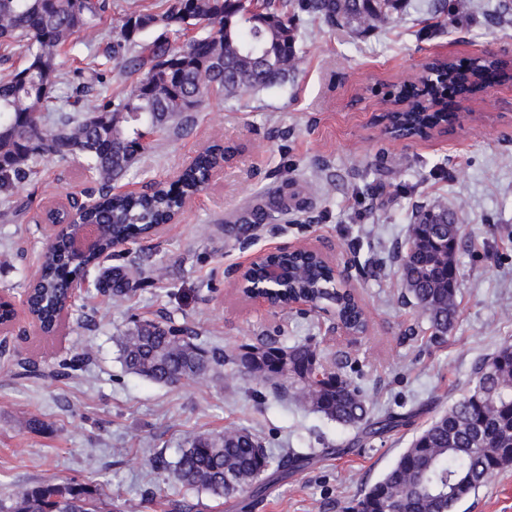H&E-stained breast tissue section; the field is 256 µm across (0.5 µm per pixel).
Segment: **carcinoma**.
<instances>
[{
	"label": "carcinoma",
	"mask_w": 512,
	"mask_h": 512,
	"mask_svg": "<svg viewBox=\"0 0 512 512\" xmlns=\"http://www.w3.org/2000/svg\"><path fill=\"white\" fill-rule=\"evenodd\" d=\"M296 10L312 14L330 26L353 24L378 28L401 8L400 0H297ZM110 0H0V56L24 52L23 66L0 75V193L4 199L30 177L47 156L78 158L97 182L98 206L87 215L103 225L100 253L158 224L178 207L177 195H112L119 179L136 156L147 127L153 133L180 134L189 129L205 97L216 94L239 99L288 82L303 56L297 30L288 16L271 7L245 15L238 0H167L160 14L130 12L111 22L112 41L105 58L124 59L134 51L118 76L131 72L140 78L112 96L106 75L93 71L89 82L62 85L55 60L75 40L89 44L99 36ZM202 33L181 45L185 16ZM165 32L152 41L142 35L157 25ZM439 79L430 86L415 80L398 84L395 98L412 103L411 110L394 117L404 135L419 136L445 121L453 105L448 87L467 85L479 90L485 71L512 78L509 62L487 54L469 66L452 61L432 63ZM217 159L208 151L184 174L179 192L202 189L205 172ZM422 224L410 234L425 243L409 256L406 290L426 316L433 338L442 340L458 317L460 289L456 254L464 231L447 209L422 212ZM298 290L312 300L332 306L347 325L367 323L352 297L332 294L323 265L314 258H288ZM100 262L95 256L77 261L61 243L50 249L38 288V311L52 322L67 296L68 280L78 270ZM133 272L108 267L97 278L103 292L121 298ZM125 367L163 384H182L207 378L226 364L257 385L276 394H292L298 401L339 425L361 429L367 436L400 425L392 414L377 415L351 378L332 371L313 387L306 376L321 354L308 342L282 347L271 338L244 343L229 353L208 351L194 342L191 332L162 323L136 326L121 340ZM272 459L258 436L246 428L196 437L175 462L174 477L184 487L217 497L255 494ZM512 466V344L475 368L469 386L444 413L423 428L384 475L365 489L360 501L385 502L396 512H456L458 504L485 486L501 470ZM13 512H101L97 499L84 487L44 484L19 487Z\"/></svg>",
	"instance_id": "1"
}]
</instances>
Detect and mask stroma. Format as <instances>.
<instances>
[{
  "mask_svg": "<svg viewBox=\"0 0 512 512\" xmlns=\"http://www.w3.org/2000/svg\"><path fill=\"white\" fill-rule=\"evenodd\" d=\"M407 0L377 30L332 27L301 15L303 59L285 86L236 101L209 96L192 131L154 142L120 179L137 191L169 179L222 136L232 150L224 176L180 219L138 245L117 247L112 265L143 256V272L115 300L88 288L58 336L14 332L0 348V507L17 486L74 483L109 512H345L415 434L466 389L477 364L512 343V81L458 105L448 135L393 140L372 124L394 84L430 56L459 62L494 53L512 60V0ZM95 181L83 164L55 157L0 204V296L18 301L47 239L44 208L84 195ZM287 195L260 226L252 212ZM447 206L464 227L458 256L460 311L445 342L403 297L394 251L417 211ZM310 244L347 270L369 319L367 335L325 341L314 314L272 311L244 300L232 272L246 257ZM145 321L195 331L207 349L231 351L259 336L284 345L313 339L326 360L345 353L347 375L375 412L403 416L397 429L356 442L357 431L271 392L257 395L232 367L191 385H162L130 373L123 336ZM244 427L273 460L310 456L304 467L270 468L260 494L218 498L183 487L173 465L198 435ZM458 512H512V467L470 495Z\"/></svg>",
  "mask_w": 512,
  "mask_h": 512,
  "instance_id": "1",
  "label": "stroma"
}]
</instances>
